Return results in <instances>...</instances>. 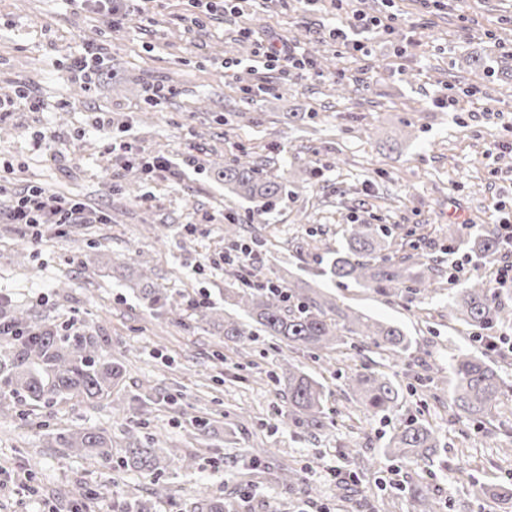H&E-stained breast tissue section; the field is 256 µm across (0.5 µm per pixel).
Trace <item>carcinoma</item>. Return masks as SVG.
<instances>
[{"mask_svg":"<svg viewBox=\"0 0 512 512\" xmlns=\"http://www.w3.org/2000/svg\"><path fill=\"white\" fill-rule=\"evenodd\" d=\"M224 189L267 209L286 191L284 178L269 176L258 164L241 158L224 166L218 173ZM384 236L375 224H352L345 243L329 253L328 272L341 281H352L382 297L400 298L408 304L441 291L446 271L423 259L420 253L404 254L392 261L381 255ZM480 257L499 251L497 236L484 232L465 241ZM272 288L249 286L224 289V302L242 310L248 319L224 316V340L243 345L259 330L283 342L292 351L316 354L346 346L354 338L369 347L390 354L394 361L410 355L411 337L396 324L384 323L341 307L336 299L315 288L288 283L271 275ZM133 294L149 308H167L169 296L154 283L139 278ZM449 314L471 328L472 332L492 329L512 319V312L502 306L497 289L477 276L460 288L448 289ZM24 335L6 339L8 348L0 354V379L10 396L35 403H47L68 397H82L91 402L107 399L112 387L123 377V365L103 357L104 344L99 336L59 335L42 324L16 320ZM499 353L460 350L450 357L453 386L448 408L460 417L479 424L491 418L503 397L512 392V384L497 366ZM279 391L288 404V426L304 428L314 434L330 430L335 421L326 411L325 387L289 359L279 363L274 376ZM346 385L357 397L363 411L373 416L389 414L399 407L400 393L392 377L382 371H356L346 377ZM61 448L85 453L96 461L111 457L112 439L97 428H84L48 435ZM441 445L439 435L419 418L399 424L390 436L384 453L413 462L433 461ZM190 470L195 458L179 448H161L156 441L132 444L126 449L123 467L146 473L161 464ZM276 479L285 490L304 484L292 467L279 468ZM482 499L496 506L512 504V487L504 485L478 488ZM409 497L422 506L421 512H442L443 503L420 484L408 488ZM190 512H237V505L222 496L205 494L191 503Z\"/></svg>","mask_w":512,"mask_h":512,"instance_id":"carcinoma-1","label":"carcinoma"}]
</instances>
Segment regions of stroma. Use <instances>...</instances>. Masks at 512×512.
Here are the masks:
<instances>
[{
    "label": "stroma",
    "instance_id": "35a3bbf8",
    "mask_svg": "<svg viewBox=\"0 0 512 512\" xmlns=\"http://www.w3.org/2000/svg\"><path fill=\"white\" fill-rule=\"evenodd\" d=\"M414 26L369 35V56L337 57L323 37L330 0L303 10L299 0H242L235 14L194 23L189 0H150L151 24L113 27L109 16L76 12L62 0H0V99L25 88L62 112L18 110L0 120V170L14 190L44 185L106 213L104 224H48L39 239L25 226L0 222V316L105 338L125 371L111 398L0 408V512H115L121 499L150 501L153 512H187L201 493L244 498L243 512H414L399 484L428 486L443 512H478L476 487L512 482V398L495 422L452 415L450 354L474 350L466 328L448 312V296L414 305L388 300L325 274L319 255L340 248L349 225L386 226L384 253L418 248L440 266L467 254L462 240L512 216V152L489 158L512 140V0H393ZM384 0H352L368 15ZM256 36L273 31L305 49L318 75L283 77L254 70ZM103 49L92 83L70 76L80 44ZM236 60L225 68V60ZM169 88L153 97L157 87ZM93 113L107 124H87ZM57 134L53 154L36 150L37 132ZM176 161L174 177L147 182L116 164L109 136ZM284 177L288 191L268 212L225 196L214 167L242 155ZM235 220L244 241L261 238L264 273H278L334 296L338 303L398 324L417 341L409 359L344 348L312 357L267 336L236 347L224 323L196 320L187 302L207 294L223 307L236 267L205 264L225 246ZM460 242L450 243L449 228ZM147 271L176 310L149 309L123 285L125 271ZM290 358L322 381L336 421L310 434L284 424L273 379ZM368 366L392 374L396 412L363 421L344 374ZM439 378L429 381V369ZM424 419L440 436L433 464L384 456L401 420ZM107 429L112 464L48 443L53 432ZM197 455L194 469L147 475L116 465L133 441ZM269 454L258 470L239 464L244 449ZM290 465L315 492L284 491L272 471ZM356 476L346 497L329 475ZM165 486L156 498L153 488Z\"/></svg>",
    "mask_w": 512,
    "mask_h": 512
}]
</instances>
